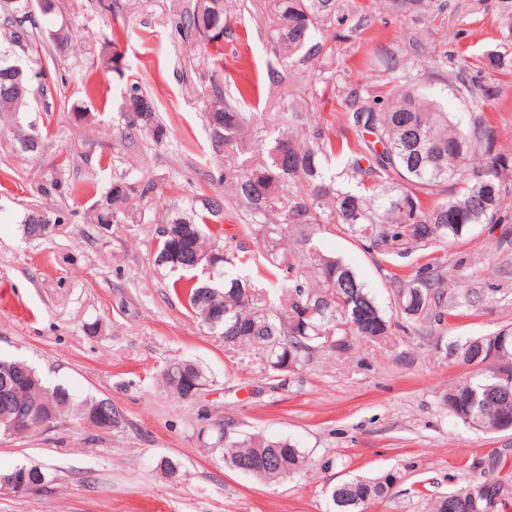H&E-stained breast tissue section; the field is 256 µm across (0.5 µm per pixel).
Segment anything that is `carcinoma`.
<instances>
[{
	"label": "carcinoma",
	"mask_w": 512,
	"mask_h": 512,
	"mask_svg": "<svg viewBox=\"0 0 512 512\" xmlns=\"http://www.w3.org/2000/svg\"><path fill=\"white\" fill-rule=\"evenodd\" d=\"M399 10L419 14L438 0H393ZM341 0H276L274 40L292 53L310 58L322 52L316 35L326 25L345 20ZM186 24L208 43L224 39V0H196ZM11 44L18 52L0 54V112L27 111L30 98L49 90L43 66H33L38 52L34 33L17 24ZM216 105L207 113L216 151L239 143L249 118L246 113L215 93ZM350 127L360 149L336 150L335 141L321 126L308 133L309 144L298 143L283 133L272 140L270 161L260 167L224 174L235 184L241 200L254 212L278 211L281 224L264 225L263 246L250 258L264 273L263 281L214 270L231 264L235 256L214 251L197 211L221 216L219 201L210 197L177 212L157 230L158 250L154 263L180 272L190 310L207 328L224 337V348L236 351L254 347L262 351L275 372L292 369L320 348L338 353L350 349V339L360 337L388 346L407 324L442 326L456 306L448 303L443 281L427 276L440 258L421 266L411 279L399 280L392 291L395 315H387L376 298L341 259L310 248L302 258H290L281 246L288 229L300 231L309 242L316 231L329 225L360 241L383 259L407 258L417 251L447 250L448 243L477 224H492L512 194V154L496 148L492 130L482 112L464 118L443 111L417 93H403L386 102L373 96L355 95L348 100ZM124 125L129 136L146 135L159 142L165 129L155 101L133 86L125 100ZM19 156L36 157L45 148L39 125L11 143ZM342 160L341 181H321L324 162ZM368 167H363L361 161ZM313 185L307 197L288 196L292 185ZM455 194L442 197L447 185ZM155 189L150 181L117 179L101 192L99 224H135L138 216L126 213L123 203L133 195L146 197ZM37 191L45 197L74 196L81 188L63 173L41 181ZM332 201L323 211L322 202ZM60 212L31 210L23 233L40 238L46 225L63 224ZM277 288L284 304L268 303V289ZM449 354L464 364L481 367L475 378L448 388L443 402L463 423L485 430L504 414H512V328L488 336L455 342ZM210 377L203 367L188 359L176 360L164 369L162 387L185 399L192 385L207 387ZM12 400L35 403L69 417L87 419L96 398L78 400L69 389L46 382L15 381ZM209 445L221 450L225 466L265 481H277L304 463V453L288 439L260 433L235 434L225 429L208 431ZM480 474L431 500L430 512H512V475H500L498 463H478ZM46 481L37 466L23 465L0 471V480L24 481L33 475ZM395 474L346 481L336 486L331 500L334 512H364L365 506L385 498Z\"/></svg>",
	"instance_id": "1"
}]
</instances>
